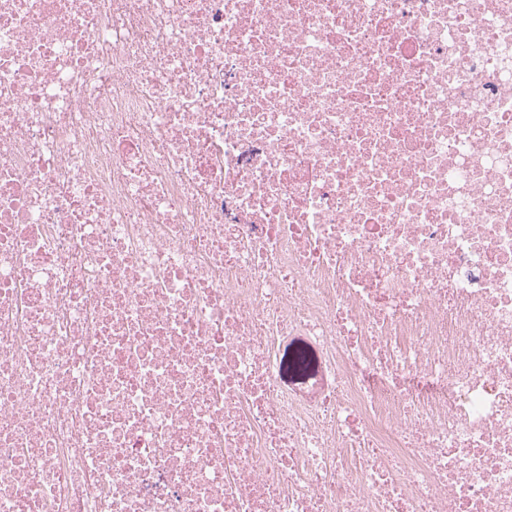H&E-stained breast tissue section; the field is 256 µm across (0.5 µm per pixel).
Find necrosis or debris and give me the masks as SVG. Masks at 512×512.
<instances>
[{
    "label": "necrosis or debris",
    "mask_w": 512,
    "mask_h": 512,
    "mask_svg": "<svg viewBox=\"0 0 512 512\" xmlns=\"http://www.w3.org/2000/svg\"><path fill=\"white\" fill-rule=\"evenodd\" d=\"M0 512H512V0H0Z\"/></svg>",
    "instance_id": "necrosis-or-debris-1"
}]
</instances>
